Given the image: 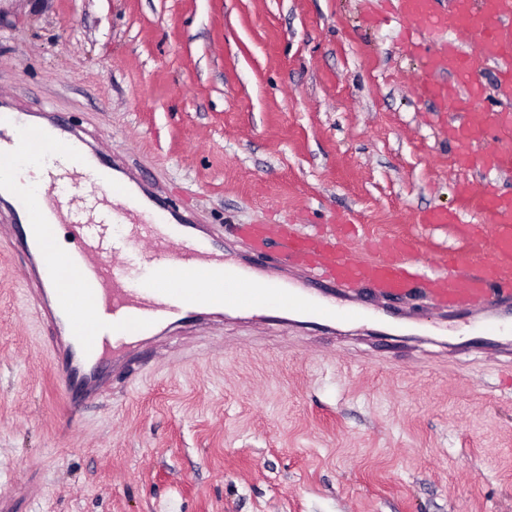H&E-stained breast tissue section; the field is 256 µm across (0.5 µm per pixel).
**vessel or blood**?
Segmentation results:
<instances>
[{"label": "vessel or blood", "instance_id": "1", "mask_svg": "<svg viewBox=\"0 0 512 512\" xmlns=\"http://www.w3.org/2000/svg\"><path fill=\"white\" fill-rule=\"evenodd\" d=\"M435 2L399 3L400 13L415 21V34L426 41L428 69L437 75L420 86L421 96L461 111L464 101L481 98L471 74L485 66L500 75V93L511 95L512 0H448L443 11ZM67 130V122L57 117L41 126L22 113L0 110L1 174L23 159H54L45 172L49 187L42 198L14 190L7 211L17 224L10 247L30 264V307L51 330L54 383L71 409L98 399L108 374L133 345L174 333L204 309L297 310L317 323L336 316L330 295L362 292L375 303L406 295L420 282L430 299L450 311L512 301V196L484 192L482 208L491 213V223L481 225L466 246L441 254L426 275L419 272L420 253L411 238L354 246L337 242L335 231L308 233L296 224L243 227L255 254L242 263L225 259L222 235L190 223L172 201L142 194L110 161L88 157L80 143L67 138ZM450 134L463 157L473 143L500 141V149L487 154L483 164L512 168V148L506 145L512 139L511 113H468ZM62 224L73 225L77 237L65 251L54 243ZM117 224L130 227L127 247L153 271L144 286L130 287L111 258ZM274 238L280 241L278 262L303 267L308 287L251 283L249 272Z\"/></svg>", "mask_w": 512, "mask_h": 512}]
</instances>
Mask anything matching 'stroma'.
Segmentation results:
<instances>
[{"instance_id": "1", "label": "stroma", "mask_w": 512, "mask_h": 512, "mask_svg": "<svg viewBox=\"0 0 512 512\" xmlns=\"http://www.w3.org/2000/svg\"><path fill=\"white\" fill-rule=\"evenodd\" d=\"M412 28L397 0H0V100L54 108L225 258L250 255L227 225L346 215L429 260L489 221L460 182L512 194V171L459 163ZM26 273L0 250V512H512V331L481 309L212 315L70 419Z\"/></svg>"}]
</instances>
